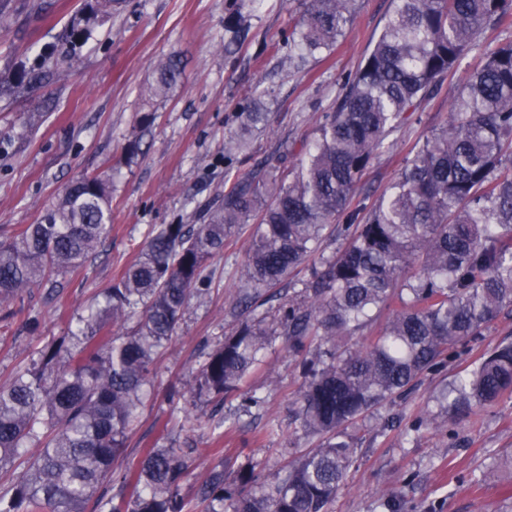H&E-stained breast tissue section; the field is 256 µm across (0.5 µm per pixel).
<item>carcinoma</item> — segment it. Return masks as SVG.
Here are the masks:
<instances>
[{"mask_svg":"<svg viewBox=\"0 0 512 512\" xmlns=\"http://www.w3.org/2000/svg\"><path fill=\"white\" fill-rule=\"evenodd\" d=\"M122 0H84L59 57L0 80V94L54 81ZM512 15V0H395L370 52L343 78L304 157L283 174L272 162L228 176L199 224L151 231L136 259L104 289L105 305L37 351L0 386V512H330L356 453L359 419L403 397L505 311H512V42L491 51L453 101L440 131L404 160L371 206L351 207L358 183L386 141L436 95L444 76L486 24ZM353 21L351 0H306L288 37L297 55L333 46ZM181 76L161 60L142 97L168 98ZM157 119L137 118L127 153ZM263 119L246 112L224 155L248 148ZM259 222L243 279L252 317L205 356L192 397L224 402L241 391L278 338L302 358L295 422L316 448L272 478L248 459L219 461L194 496L182 493L188 463L177 448L144 450L139 466L116 464L151 386L153 365L173 340L204 262L232 230ZM344 217L345 223H336ZM112 230L106 172L69 185L35 224L0 238V307L31 285L86 262ZM344 240L317 258L325 234ZM320 261L298 294L275 313L259 301L298 266ZM393 309L366 342L353 334ZM512 395V343L485 353L448 384L440 429Z\"/></svg>","mask_w":512,"mask_h":512,"instance_id":"cac0c4a2","label":"carcinoma"}]
</instances>
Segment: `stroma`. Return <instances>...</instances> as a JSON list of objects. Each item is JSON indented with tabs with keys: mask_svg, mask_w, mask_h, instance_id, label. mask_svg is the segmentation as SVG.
Instances as JSON below:
<instances>
[{
	"mask_svg": "<svg viewBox=\"0 0 512 512\" xmlns=\"http://www.w3.org/2000/svg\"><path fill=\"white\" fill-rule=\"evenodd\" d=\"M8 24H0V76L15 66L37 68L82 6V0H12ZM305 0H125L98 27L79 62L58 80L32 92L0 96V235L36 223L64 187L79 176L112 175V231L97 255L59 276L56 285L35 284L10 308H0V385L48 341L66 335L135 257L148 232L163 224H194L224 191V174L246 173L267 159L297 162L332 111L342 78L372 48L393 0H353V21L338 43L289 68L288 32ZM238 34L226 33L230 15ZM512 40V17L487 25L448 74L439 93L389 138L388 148L363 177L359 198L374 202L399 173L412 150L440 128L464 81L500 43ZM183 61L181 79L156 108L158 118L129 156L126 145L136 117L146 111L140 95L155 63L168 55ZM264 112L246 154L224 159V144L241 113ZM43 115L37 126L27 116ZM251 225L239 229L223 252L206 262L209 291L192 299L177 336L157 358L150 395L129 436L124 466H136L144 448L167 437L190 464L182 489L192 495L218 460L253 459L272 474L314 446L290 424L301 384L298 359L276 345L245 383L264 397L262 408L243 412L234 398L223 409L201 404L198 414L237 419L230 435L185 418L188 390L214 346L248 319L232 308L244 282L242 269ZM37 318L29 328V318ZM512 341V316L500 317L444 368L425 376L405 397L380 409L356 431L358 449L336 493L333 512H387L381 492L404 488L399 512H512V398L478 409L446 432H411L434 411L432 395L469 369L486 351ZM279 432L269 433V424ZM499 480L479 482L488 467Z\"/></svg>",
	"mask_w": 512,
	"mask_h": 512,
	"instance_id": "1",
	"label": "stroma"
}]
</instances>
